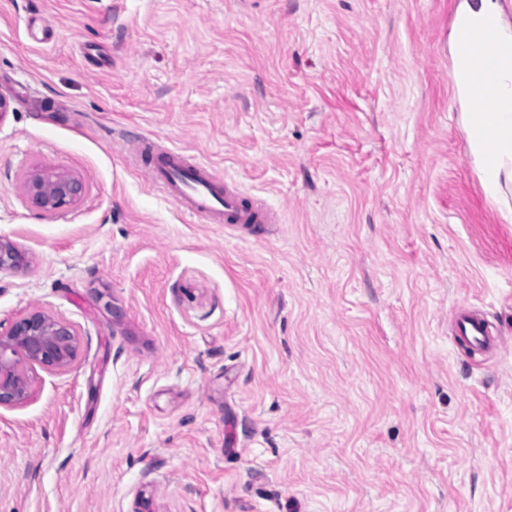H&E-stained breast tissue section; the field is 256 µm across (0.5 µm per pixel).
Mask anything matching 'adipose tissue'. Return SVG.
<instances>
[{"instance_id": "1", "label": "adipose tissue", "mask_w": 512, "mask_h": 512, "mask_svg": "<svg viewBox=\"0 0 512 512\" xmlns=\"http://www.w3.org/2000/svg\"><path fill=\"white\" fill-rule=\"evenodd\" d=\"M463 120L472 154L486 188L512 182V112L491 115L464 113Z\"/></svg>"}]
</instances>
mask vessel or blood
<instances>
[{"mask_svg":"<svg viewBox=\"0 0 512 512\" xmlns=\"http://www.w3.org/2000/svg\"><path fill=\"white\" fill-rule=\"evenodd\" d=\"M453 33L465 55L461 92L469 111H511L512 103L504 99L499 88L502 75L512 70V53L504 50L496 23L486 20L476 25L459 18ZM145 171L152 184L189 215H205L212 223L227 225L261 224L267 220L262 210L243 204L233 183L219 181L206 167L188 162L176 150L151 156ZM456 339L489 351L500 345L484 319L465 307L457 315Z\"/></svg>","mask_w":512,"mask_h":512,"instance_id":"1","label":"vessel or blood"}]
</instances>
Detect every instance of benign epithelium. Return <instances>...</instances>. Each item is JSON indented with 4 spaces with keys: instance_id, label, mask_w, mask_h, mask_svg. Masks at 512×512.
<instances>
[{
    "instance_id": "1",
    "label": "benign epithelium",
    "mask_w": 512,
    "mask_h": 512,
    "mask_svg": "<svg viewBox=\"0 0 512 512\" xmlns=\"http://www.w3.org/2000/svg\"><path fill=\"white\" fill-rule=\"evenodd\" d=\"M20 189L28 202L44 213L73 205L85 187L72 174L37 170L24 176ZM21 264V256L0 241V272ZM80 337L66 321L42 311L29 312L6 327L0 325V408L31 399L38 371L66 373L78 359Z\"/></svg>"
}]
</instances>
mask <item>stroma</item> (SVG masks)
Wrapping results in <instances>:
<instances>
[{
  "label": "stroma",
  "mask_w": 512,
  "mask_h": 512,
  "mask_svg": "<svg viewBox=\"0 0 512 512\" xmlns=\"http://www.w3.org/2000/svg\"><path fill=\"white\" fill-rule=\"evenodd\" d=\"M463 2L0 0V322L81 340L0 409V512H512V192L450 78ZM147 139L278 223L188 216ZM37 169L83 196L35 209ZM20 189L28 202L44 213L73 205L85 191L76 176L56 170L29 173L21 179ZM456 340L477 349L495 351L499 348L498 336H493L485 320L468 308H460L456 319Z\"/></svg>",
  "instance_id": "obj_1"
}]
</instances>
